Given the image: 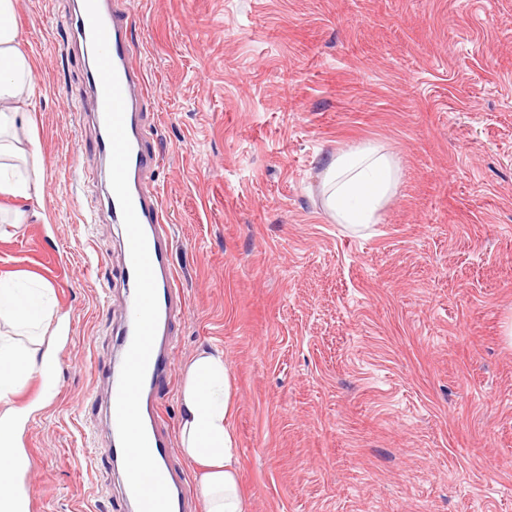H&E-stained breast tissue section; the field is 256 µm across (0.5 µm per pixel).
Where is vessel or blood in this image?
I'll return each mask as SVG.
<instances>
[{
	"label": "vessel or blood",
	"instance_id": "obj_1",
	"mask_svg": "<svg viewBox=\"0 0 512 512\" xmlns=\"http://www.w3.org/2000/svg\"><path fill=\"white\" fill-rule=\"evenodd\" d=\"M98 7L107 33L108 51L116 68L125 104V130L131 152L128 184L137 217L147 238L148 252L153 267L159 322L157 336L149 359L140 410L146 428L152 455L170 490L172 501H179L185 494L167 466L174 448L170 437L159 430L161 404L159 392L166 387L174 367L172 351L166 341L172 320L182 307V295L169 259L170 240L165 230L161 203L157 194L144 187L145 179L153 172L158 157L148 146V137L138 122L144 102V73L137 62L128 37L129 19L133 10L132 0H98ZM76 43L82 45L90 62L87 66V84L94 98L92 119L97 126H104V99L102 82L95 64L91 26L84 0H77L69 16ZM36 502L35 491L25 472H17L13 483L0 504L10 512H32Z\"/></svg>",
	"mask_w": 512,
	"mask_h": 512
}]
</instances>
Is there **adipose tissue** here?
I'll return each mask as SVG.
<instances>
[{"label": "adipose tissue", "instance_id": "adipose-tissue-1", "mask_svg": "<svg viewBox=\"0 0 512 512\" xmlns=\"http://www.w3.org/2000/svg\"><path fill=\"white\" fill-rule=\"evenodd\" d=\"M15 0H0V104L32 96L33 66L20 46L14 22ZM24 113L0 111V193L27 199L40 194L41 180H30L20 164L37 160L35 141L9 137L10 128L25 121ZM398 168L381 149L368 145L340 150L325 170L326 208L336 223L359 230L377 223L394 196ZM47 313L40 297L0 280V319L14 330L40 327ZM51 348L34 351L0 338V402L8 403L37 364H49ZM183 453L204 467L200 488L202 512H246L239 487L238 443L232 423L231 370L221 349L199 353L187 368L181 389Z\"/></svg>", "mask_w": 512, "mask_h": 512}]
</instances>
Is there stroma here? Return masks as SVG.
Segmentation results:
<instances>
[{
    "mask_svg": "<svg viewBox=\"0 0 512 512\" xmlns=\"http://www.w3.org/2000/svg\"><path fill=\"white\" fill-rule=\"evenodd\" d=\"M71 8L15 5L44 189L0 194V275L45 289L61 389L30 375L8 407L37 512H132L90 402L127 287ZM129 38L185 301L172 441L218 346L248 512H512V0H136ZM368 143L400 183L355 232L325 158Z\"/></svg>",
    "mask_w": 512,
    "mask_h": 512,
    "instance_id": "1",
    "label": "stroma"
}]
</instances>
